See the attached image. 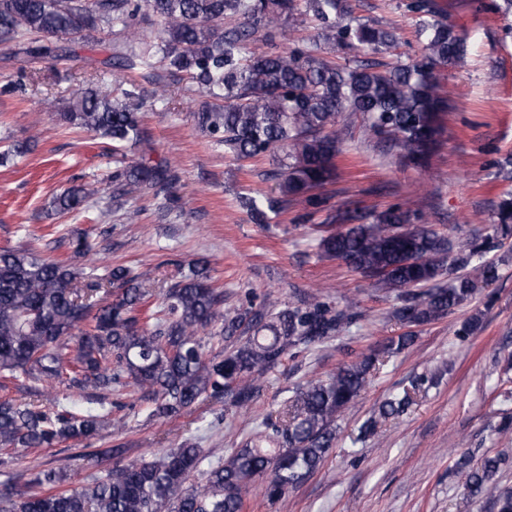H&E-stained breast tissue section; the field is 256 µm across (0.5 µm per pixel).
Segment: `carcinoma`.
<instances>
[{
  "label": "carcinoma",
  "mask_w": 512,
  "mask_h": 512,
  "mask_svg": "<svg viewBox=\"0 0 512 512\" xmlns=\"http://www.w3.org/2000/svg\"><path fill=\"white\" fill-rule=\"evenodd\" d=\"M417 18L423 53L391 62L396 32L354 15L351 0H0V42L30 34L60 42L106 26L124 38L110 65L152 75V96L167 100L170 86L188 80L204 100L192 112L195 128L239 161L281 151L271 173L280 197L244 194L239 206L255 221L290 204L318 205L311 191L336 176L339 143L347 128L336 117L359 119L366 139L388 143L403 161L425 165L441 143L437 72L467 54L435 0H404ZM310 28L304 45L279 48ZM24 52L58 59L60 44L31 41ZM144 94L133 81L112 94L87 85L67 106L46 101L68 128L87 130L112 146L117 199H167L179 180L170 162H126L149 141L141 109ZM30 141L0 146V165L26 154ZM91 184L55 195L59 215L79 211L95 195ZM489 231L465 243L427 225L401 204L382 211L356 206L330 212L340 229L321 239V254L374 279L395 294L396 316L409 327L431 324L484 292L499 278V263L483 260L512 239V190L494 205ZM354 302L341 306L322 292L298 304L269 296L262 308L226 305L205 260L177 264L159 292L124 265L106 277L47 258L29 247L0 251V388L31 382L22 401L0 398V446L55 448L84 441L124 421L112 417V392L132 386L150 401V416L173 420L204 400L250 411L263 376L291 351L324 344L356 319ZM220 325L224 348L211 354L203 336ZM410 331L336 370L326 380L295 389L276 415L268 414L224 461L200 469L201 449L189 439L158 458L116 461L95 483L67 487V467L31 464V492L0 488V512H244L256 482L275 504L314 475L336 442V422L364 394L392 354L414 344ZM436 375H419L393 393L358 428L355 441L380 438L382 420L405 414L414 395ZM64 387L66 394L53 393ZM87 397L82 406L74 395ZM512 458L503 451L477 463L455 462L459 487L492 512H512V489L499 478Z\"/></svg>",
  "instance_id": "1"
}]
</instances>
